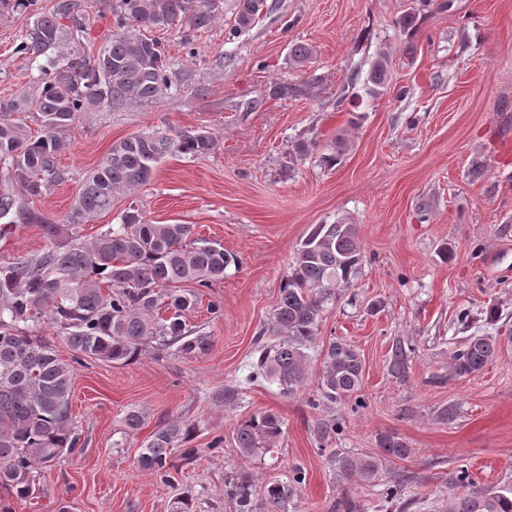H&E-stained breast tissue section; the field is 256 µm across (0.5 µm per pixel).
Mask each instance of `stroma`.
<instances>
[{
    "label": "stroma",
    "instance_id": "obj_1",
    "mask_svg": "<svg viewBox=\"0 0 512 512\" xmlns=\"http://www.w3.org/2000/svg\"><path fill=\"white\" fill-rule=\"evenodd\" d=\"M81 40L98 53L112 14L97 0H76ZM432 0L414 43L396 25L413 0H266L255 26L234 29L238 0H224L223 17L195 32L155 31L167 48L171 88L160 98L81 113L58 157L69 179L29 200L50 219L67 213L84 176L112 145L156 129L210 131L203 156L161 160L134 199H119L91 219L94 236L118 223L136 203L155 224H189L195 238L221 243L236 255L223 281L204 289L185 312L187 327L208 335L210 349L183 356L146 350L125 364L85 359L76 366L72 412L80 442L74 454L42 469L32 500L0 487L12 512H173L189 496L194 512H233L224 480L234 472L265 483L306 473L290 512H336L344 495L366 512H450L461 495L452 471L467 466L472 490L512 485V0ZM31 13L0 8V98L36 86L43 58L18 54ZM312 46L311 63L293 67V43ZM392 55L384 95L366 92L380 50ZM360 96L356 112L337 106L349 77ZM279 81L305 82L301 99L271 97ZM351 146L325 167L318 152L304 159L291 142L319 149L336 134ZM355 225L362 261L349 284L323 304L303 394L288 397L263 380L245 385L255 339L271 322L295 251L314 225ZM47 247L36 224L0 232V265L40 255ZM495 319H488V311ZM470 336H494L496 358L479 373L458 377L452 353ZM334 338L356 346L363 359L366 406H308L317 393L322 354ZM416 353L407 380L389 370L396 339ZM453 406L450 418L441 411ZM144 410L128 432L125 415ZM271 412L283 423L275 452L242 457L237 423ZM347 417L335 446L349 455L378 450L380 434L400 437L413 456L382 467L375 486L341 478L317 448L316 419ZM179 418L196 428V459L180 463L166 484L136 464L140 448L163 422ZM224 445L209 449L214 436ZM411 475L400 500L382 491L397 473Z\"/></svg>",
    "mask_w": 512,
    "mask_h": 512
}]
</instances>
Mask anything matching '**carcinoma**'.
Listing matches in <instances>:
<instances>
[{
	"instance_id": "obj_1",
	"label": "carcinoma",
	"mask_w": 512,
	"mask_h": 512,
	"mask_svg": "<svg viewBox=\"0 0 512 512\" xmlns=\"http://www.w3.org/2000/svg\"><path fill=\"white\" fill-rule=\"evenodd\" d=\"M222 4L223 0H118L112 8L113 29L97 58L87 54L79 37L61 23L73 18V0H56L47 12L37 7V0H0L3 8L35 11L18 53L38 57L57 50L32 95L0 99V172L17 191L0 195V220L11 216L14 224L38 223L48 241L37 259L0 266V485L19 501L34 493L39 469L74 453L79 443L71 409L73 366L58 357L48 338L25 327L44 316L50 319L65 330L64 340L76 362L88 357L126 363L148 346L158 352L174 346L183 355L203 353L210 346L208 337L189 334L182 313L196 304V295L186 286L210 288L224 280V272L235 262L221 244L192 238L189 224H152L133 204L123 210L120 223L91 238L83 235V226L112 211L118 196H131L146 185L165 156L211 152L215 140L210 132L157 130L113 144L58 220L41 218L26 201L68 178L57 156L67 149V132L80 113L101 105L152 101L171 86L165 48L145 32L175 27L186 31L187 40V31L206 29L219 18ZM265 5L266 0H238L236 30L249 29ZM429 6L430 0H419L399 20L408 38V55L415 51L410 38ZM312 55V48L302 42L289 51L295 66L310 62ZM390 75V56L381 51L366 77L369 90H385ZM306 93L307 86L292 82H276L270 89V95L279 99ZM26 107L41 128L38 136L26 121L12 118ZM349 148L348 139L338 135L320 161L332 168ZM361 257L356 225H315L295 252L267 328L278 341L260 345L258 356L249 363L247 382H271L290 397L301 392L322 304L332 288L349 283ZM164 309L170 311L166 318L160 316ZM415 350L411 340L397 339L389 360L391 373L406 378ZM497 351L495 337L470 336L453 355V371L458 376L479 372ZM362 382L363 361L357 348L333 339L323 354L317 397L309 404L318 408L348 402L356 413L364 407ZM345 423L334 415L318 419L319 446L341 435ZM194 429V424L178 419L164 422L139 451V468L171 481L175 453L187 462L196 457L197 449L189 446ZM282 433L281 420L269 412L253 413L234 429L236 447L245 458L274 451ZM413 454L393 433L379 435L374 455L359 458L330 451L340 475L347 480L356 477L364 485L375 482L383 464ZM303 482L299 469L286 481L265 484L235 473L224 484V495L235 512H288ZM452 512H512V486L464 494Z\"/></svg>"
}]
</instances>
